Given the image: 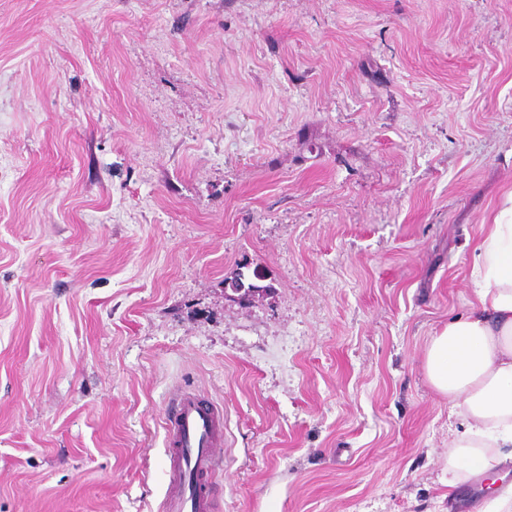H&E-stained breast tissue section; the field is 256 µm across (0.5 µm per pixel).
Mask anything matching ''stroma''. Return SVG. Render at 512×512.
Returning <instances> with one entry per match:
<instances>
[{
	"label": "stroma",
	"instance_id": "obj_1",
	"mask_svg": "<svg viewBox=\"0 0 512 512\" xmlns=\"http://www.w3.org/2000/svg\"><path fill=\"white\" fill-rule=\"evenodd\" d=\"M510 190L512 0H0V512H161L182 388L215 512H475L423 360Z\"/></svg>",
	"mask_w": 512,
	"mask_h": 512
}]
</instances>
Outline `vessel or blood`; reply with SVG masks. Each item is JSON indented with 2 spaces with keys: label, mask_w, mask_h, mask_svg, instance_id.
Instances as JSON below:
<instances>
[{
  "label": "vessel or blood",
  "mask_w": 512,
  "mask_h": 512,
  "mask_svg": "<svg viewBox=\"0 0 512 512\" xmlns=\"http://www.w3.org/2000/svg\"><path fill=\"white\" fill-rule=\"evenodd\" d=\"M168 486L163 512H213L212 474L224 444V414L216 404L185 392L165 423Z\"/></svg>",
  "instance_id": "vessel-or-blood-1"
}]
</instances>
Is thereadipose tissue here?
<instances>
[{
    "label": "adipose tissue",
    "instance_id": "adipose-tissue-1",
    "mask_svg": "<svg viewBox=\"0 0 512 512\" xmlns=\"http://www.w3.org/2000/svg\"><path fill=\"white\" fill-rule=\"evenodd\" d=\"M470 280L469 312L432 336L423 364L461 421L448 441L452 490L512 463V191L483 227Z\"/></svg>",
    "mask_w": 512,
    "mask_h": 512
}]
</instances>
